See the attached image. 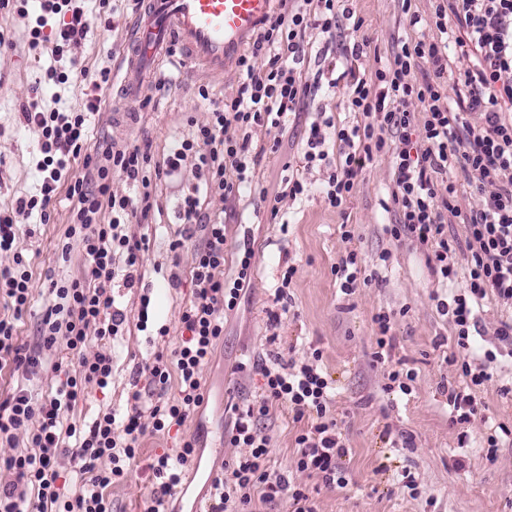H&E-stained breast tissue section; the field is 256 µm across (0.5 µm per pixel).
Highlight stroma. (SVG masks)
I'll return each instance as SVG.
<instances>
[{
  "label": "stroma",
  "mask_w": 512,
  "mask_h": 512,
  "mask_svg": "<svg viewBox=\"0 0 512 512\" xmlns=\"http://www.w3.org/2000/svg\"><path fill=\"white\" fill-rule=\"evenodd\" d=\"M353 8L364 21L362 28L353 30L351 21L342 20L336 40L369 39L372 52L364 64L371 69L377 57L389 52L393 35L406 26L401 4L399 0H354ZM135 21L131 13L117 17L92 14L86 39L68 49L80 69L61 85L40 83L41 70L50 60L34 62L27 45V19L8 16L0 21L13 42L12 48L0 49V207L33 191L37 181L38 135L21 121L22 105L38 99L48 107L56 103L63 109H81L89 91L84 73L104 67L112 71V85L103 90L101 107L90 118L91 149L114 142L148 143L158 161L175 140L190 134L191 122L206 121L208 110L194 96L200 83H209L218 99L235 91L238 72L208 80L166 62L158 73L172 76V85L149 87L145 95L151 103L146 109L132 115L114 113L115 103L122 99L121 65ZM343 99V88L321 87L315 98L307 100L304 112L290 117L279 151L264 157L258 185L243 190L235 208H227L220 198L202 197L203 211L223 218L229 247L246 240L253 245L252 286L239 307L227 315L215 358L204 370L209 392L206 409L191 417L182 433L146 436L142 452L149 457L174 448L184 433L199 436L200 459L186 477L182 499L176 504L178 512H195L196 506L207 504L210 482L222 472L225 459L236 454L224 443L229 426L224 407L231 401L252 399L258 392L261 380L251 368L253 361L275 351L285 358H298L312 346L321 349L322 367L335 382L336 418L351 450L345 462L346 485L319 486V512H512V443L502 442L492 454L484 446L491 428L503 424L512 429V357L504 355L490 364L483 356L475 357V365H486L492 375L477 393L486 407V418L453 423L442 387L462 385L463 378L455 361L454 326L433 299L447 289L414 245L393 241L384 230L393 219L383 208L392 178L390 157L375 158L358 175L345 212L325 203L321 188L327 169L320 164L298 171L310 188L308 196L294 200L282 193L283 165L300 157L314 113L325 112L342 124L354 122L355 115L345 109ZM193 181L189 164L182 178L161 180L157 189L160 213L151 224L127 227L131 236L150 237L145 278L142 287L129 288L119 282L112 290L116 306L127 316L123 335L111 343L112 381L107 388L91 389L86 403L74 413L77 423H90L102 409L124 413L135 369L157 351L175 348L181 341L179 312L191 297L188 273L193 250L185 248L181 255L183 279L175 288L169 280L168 245L181 229L178 199ZM53 207L51 222L21 239L33 271V296L20 324V336L30 344L36 340L37 325L50 303V280L76 275L84 263L79 247H72L69 256L61 254L70 209L65 194H58ZM345 221L354 233L348 243L340 234ZM349 248L360 253L371 280L347 296L341 293L331 267ZM386 251L391 257L384 263L380 256ZM291 265L297 268L289 290L292 304L281 316L279 339L272 345L266 340V312L274 306L281 274ZM145 289L151 294L154 327L142 332L136 323L139 297ZM381 311L397 315L392 360L403 361L416 374L406 394L385 391L388 368L373 357L377 345L372 318ZM160 325L168 327V336H156L154 329ZM241 362L246 365L242 372L237 369ZM264 426L272 437L275 466H290L296 455V429L291 420L277 413ZM463 433L468 436L464 447L458 442ZM405 436L411 438L412 447H402ZM407 473L418 483L417 494L403 486ZM155 483L151 471L132 466L127 480L111 489L114 512H142Z\"/></svg>",
  "instance_id": "1"
}]
</instances>
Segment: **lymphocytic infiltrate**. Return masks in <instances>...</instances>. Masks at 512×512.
<instances>
[{
  "instance_id": "lymphocytic-infiltrate-1",
  "label": "lymphocytic infiltrate",
  "mask_w": 512,
  "mask_h": 512,
  "mask_svg": "<svg viewBox=\"0 0 512 512\" xmlns=\"http://www.w3.org/2000/svg\"><path fill=\"white\" fill-rule=\"evenodd\" d=\"M87 0H40V14L29 31L28 49L34 60L51 54L43 80L63 84L76 59L65 56L69 46L85 39L90 18ZM429 18L401 0L409 27L429 22L436 38L397 37L385 62L362 67L367 45L353 42L338 58L345 82L348 111L356 123L337 125L326 117L311 122L303 151L305 166L328 158L327 143L337 158L324 184L323 199L343 209L356 179L376 157L393 159L391 203L394 220L385 231L394 241L409 240L423 251L432 274L458 289L437 307L451 317L461 360L463 386L448 387L452 420L484 419L477 392L492 378L473 367L475 338L481 335L480 313L486 301L512 302V0H432ZM340 18V0H279L276 12L240 55V81L224 98L213 99L207 85L196 95L210 102L206 122L195 124L163 163L152 160L150 147L111 145L89 152L88 122L101 107L100 93L112 81L110 69L90 79L92 93L83 109L47 108L32 101L23 106L26 125L37 130L41 175L38 192L18 197L0 208V253L12 256L0 268V371L21 374L23 381L0 399V443L24 437L22 449L0 459V512H112L108 490L124 482L132 463L145 460L158 478L145 512H170L182 473L198 457L197 437L182 440L175 455L143 458L147 434L179 428L207 404L203 371L224 335V320L235 311L252 284L255 252L250 242L236 251L233 277L224 274L227 254L223 221L203 212L200 197H236L255 179L266 153L277 145L255 146L252 134L267 128L284 133L285 118L299 111L314 85L304 77V43L319 33L333 40ZM464 36L459 47L476 53L475 67L449 70L446 39L454 26ZM194 162L195 184L177 206L182 223L179 237L169 244L180 254L186 242L203 233L191 266L192 297L181 312V342L171 353L157 352L140 370L145 383L128 398L123 417L102 412L88 428L67 420L82 403L89 385L106 387L112 378V354L89 352L91 341H111L122 331L125 314L115 307L112 285L127 287L143 280L147 238H134L126 224L148 223L156 202L158 181L180 174L186 160ZM83 171L74 174L75 161ZM459 171L460 179L450 178ZM131 187V194L112 190L113 177ZM72 201L64 232L86 256L83 270L71 278L50 281L51 304L37 327L35 344L20 342L18 321L32 299V270L20 247L19 226L33 219L50 223L51 204L59 187ZM478 196V203L459 213L461 187ZM461 217V237L448 233L446 214ZM470 254L459 270L458 247ZM320 349L303 359L254 363L261 392L254 399L227 405L231 427L224 440L240 451L224 463V474L210 487L209 512H254L255 504L285 512H318L315 497L301 475L318 476L324 485H345V439L332 413L336 388L322 370ZM57 378L54 391L37 394L27 378L43 370ZM177 395L162 399L169 385ZM291 414L300 429L293 470L271 464V438L260 427L274 412ZM76 461L75 477H67L61 458Z\"/></svg>"
}]
</instances>
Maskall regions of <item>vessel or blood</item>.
<instances>
[{"label":"vessel or blood","instance_id":"vessel-or-blood-1","mask_svg":"<svg viewBox=\"0 0 512 512\" xmlns=\"http://www.w3.org/2000/svg\"><path fill=\"white\" fill-rule=\"evenodd\" d=\"M277 0H148L127 59L124 88L136 96L154 78L170 42L188 62L214 74L229 71L235 57L273 12Z\"/></svg>","mask_w":512,"mask_h":512}]
</instances>
